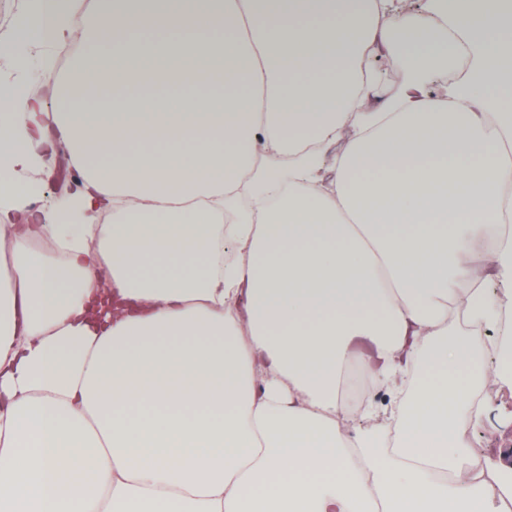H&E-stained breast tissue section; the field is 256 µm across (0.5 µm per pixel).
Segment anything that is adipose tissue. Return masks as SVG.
I'll return each mask as SVG.
<instances>
[{"label":"adipose tissue","instance_id":"1","mask_svg":"<svg viewBox=\"0 0 512 512\" xmlns=\"http://www.w3.org/2000/svg\"><path fill=\"white\" fill-rule=\"evenodd\" d=\"M78 20L52 106L27 56L0 77V512H500L512 469L488 483L467 425L512 363L454 317L499 324L512 286V0H29L19 27ZM60 148L82 179L32 211ZM348 366L390 398L374 433ZM340 395L347 401L349 413H356L362 404L378 398L379 394L371 387L357 369H347L339 383Z\"/></svg>","mask_w":512,"mask_h":512}]
</instances>
